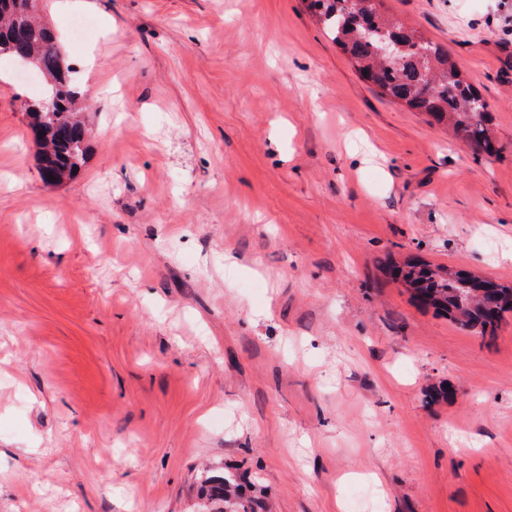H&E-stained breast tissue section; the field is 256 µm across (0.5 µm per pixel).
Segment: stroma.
I'll use <instances>...</instances> for the list:
<instances>
[{
    "instance_id": "35a3bbf8",
    "label": "stroma",
    "mask_w": 512,
    "mask_h": 512,
    "mask_svg": "<svg viewBox=\"0 0 512 512\" xmlns=\"http://www.w3.org/2000/svg\"><path fill=\"white\" fill-rule=\"evenodd\" d=\"M42 0L94 133L45 184L0 67V512H512V0H383L445 45L497 155L363 81L305 0ZM93 19L76 38L72 19ZM450 398L428 402L431 386ZM405 268L400 272L414 299L428 306L426 299L436 297L433 308L446 313L461 329L492 335L504 314L512 312V288H484L483 293L470 300L458 285L465 271L449 273L445 266L433 269L430 264L415 260L408 261ZM504 290L509 291L507 297ZM457 314L465 321L461 322ZM207 492L212 499H218L223 502H229L234 495L233 505L240 510L235 512H255L254 501L245 499L239 493V484L237 476L230 472H224L221 475H211L204 480Z\"/></svg>"
}]
</instances>
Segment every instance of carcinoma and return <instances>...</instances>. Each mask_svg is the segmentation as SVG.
<instances>
[{
	"mask_svg": "<svg viewBox=\"0 0 512 512\" xmlns=\"http://www.w3.org/2000/svg\"><path fill=\"white\" fill-rule=\"evenodd\" d=\"M40 0H0V59L6 57L35 71L43 93L26 107L29 125L39 145L38 169L50 185L73 178L86 156L87 125L81 115L73 68L67 63L57 33L36 22ZM382 0H309L331 39L348 56L363 79L380 93L414 112L431 116L488 156L499 148L491 135L488 103L462 77L448 49L418 28L381 10ZM397 41V57L382 54L383 45ZM420 304L435 299L433 308L446 313L462 329L482 336L494 333L504 314L512 312V288H485L470 299L458 285L464 271L431 268L409 261L401 271ZM209 496L233 501L242 512H255L254 501L239 493L233 473L204 480Z\"/></svg>",
	"mask_w": 512,
	"mask_h": 512,
	"instance_id": "carcinoma-1",
	"label": "carcinoma"
}]
</instances>
